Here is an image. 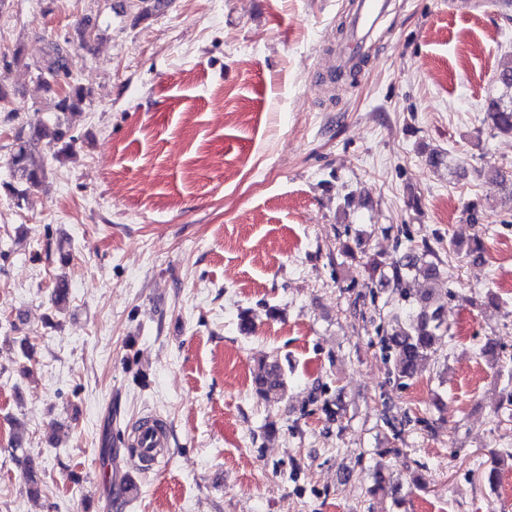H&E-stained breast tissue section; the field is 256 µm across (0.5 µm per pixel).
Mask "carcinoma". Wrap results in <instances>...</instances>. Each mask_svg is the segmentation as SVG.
Returning <instances> with one entry per match:
<instances>
[{"instance_id": "carcinoma-1", "label": "carcinoma", "mask_w": 512, "mask_h": 512, "mask_svg": "<svg viewBox=\"0 0 512 512\" xmlns=\"http://www.w3.org/2000/svg\"><path fill=\"white\" fill-rule=\"evenodd\" d=\"M65 43L69 40L62 43L48 40L36 50L38 77L46 91L52 94L54 111L64 113L80 110L86 98L81 86L70 84L63 95L58 94L54 87L58 78L70 79L63 48ZM487 118L492 130L512 134V97L507 102L501 98L492 100L487 108ZM74 148V137L69 135V128L59 121L29 131L19 129L8 160L16 180V184L9 185L13 197L18 201L24 199L28 191L40 187L44 181V163L37 158L36 151L49 150L53 157L59 158L73 155ZM485 174L508 191V197L512 198L511 173L501 167H490ZM443 265L436 251L425 243L420 248L409 247L387 263L373 266V270L380 271V280L389 290L384 304L396 302L404 314L402 326L392 329L380 341L383 357L391 363L390 374L397 380L413 378L420 361L436 353L448 333L443 307L431 289L424 288L413 294L407 288L411 280L421 279L427 284L439 281L444 273ZM252 386L257 397L275 402L281 400L286 392V378L277 363L261 360L253 371Z\"/></svg>"}]
</instances>
